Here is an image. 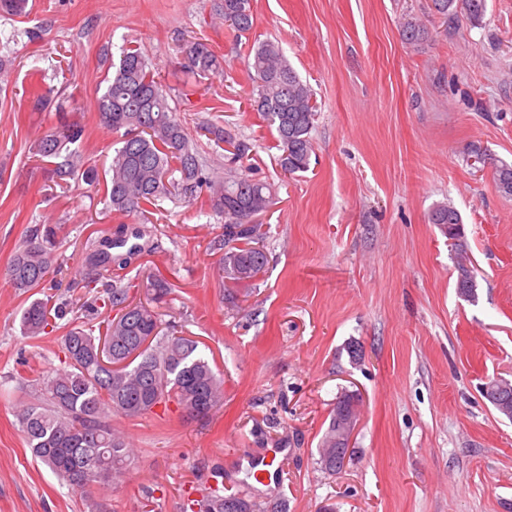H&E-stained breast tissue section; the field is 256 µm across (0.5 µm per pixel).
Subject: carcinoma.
<instances>
[{
  "label": "carcinoma",
  "mask_w": 512,
  "mask_h": 512,
  "mask_svg": "<svg viewBox=\"0 0 512 512\" xmlns=\"http://www.w3.org/2000/svg\"><path fill=\"white\" fill-rule=\"evenodd\" d=\"M435 12L453 20L479 22L486 11V0H431ZM28 0H0V13L21 16ZM224 22L245 32L253 25L250 0H222ZM409 44L423 40L424 27L413 19L401 25ZM221 63L203 42H193L185 50L184 69L189 74H205ZM250 68L257 83L253 108L275 127L281 150L278 164L286 174L305 172L313 152L311 131L316 104L313 90L288 64L279 45L259 43L253 49ZM98 100L101 124L119 134L112 143V161L106 182L107 206L112 213L128 217L141 205L153 206L169 200L189 202L208 191L210 208L224 218V234L219 240L224 253L219 268L224 278L237 286L254 284L267 263L263 225L252 218L266 211L274 201L272 187L240 174L231 166L224 180L214 179L198 147L190 144L185 126L172 108L152 63L137 48L123 47L118 65L105 78ZM60 126L42 137L37 153L56 159V179L81 178L89 184L99 180L96 167L72 145L80 141L84 128L69 123L63 104L56 105ZM217 142L232 147L229 160L235 164L247 157L251 146L230 129L213 124L203 127ZM429 220L444 226L457 237L462 224L458 211L450 205L435 208ZM55 224H36L29 229L22 248L14 253L7 267L12 288L20 295L46 287L59 246ZM142 238L138 230L129 232L120 225L117 235L105 234L92 240L83 282L96 284L114 267L127 266L131 256L144 251V245L129 243V237ZM106 297L93 299L77 315L68 302L53 306L56 320H67L61 344L64 367L40 372L35 401L22 404L16 414L33 456L73 490H85L95 483L114 485L126 474L133 459L125 435L112 427V414L126 419L141 418L159 406L174 402L190 414L206 418L224 402V378L211 362L198 352L196 342L162 332L159 314L129 300L126 287L104 285ZM117 310L107 319L105 337L110 342L114 369H106L97 359L100 337L89 322L98 303ZM72 318H67V315ZM21 328L26 336L47 333V301L36 297L23 309ZM149 348H139L147 337ZM494 407L506 403L512 410V382L494 380L482 391ZM357 407L354 396L339 398L329 414L319 449L318 463L329 474L341 471L349 448L336 443L340 418ZM189 512H283L276 502L264 505L243 494H224L215 486L199 499H189Z\"/></svg>",
  "instance_id": "obj_1"
}]
</instances>
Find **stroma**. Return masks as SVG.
I'll return each mask as SVG.
<instances>
[{
	"label": "stroma",
	"instance_id": "35a3bbf8",
	"mask_svg": "<svg viewBox=\"0 0 512 512\" xmlns=\"http://www.w3.org/2000/svg\"><path fill=\"white\" fill-rule=\"evenodd\" d=\"M220 2L29 0L27 15H0V512H89L35 462L15 417L34 395L21 376L59 368L62 333L23 336L26 298L6 268L31 226L56 224L60 298L94 297L80 284L88 238L117 220L103 185L57 184L50 159L34 156L58 117L34 110L30 86L58 92L84 128L85 157L107 173L116 135L98 99L125 46L152 60L209 164L225 170L229 154L200 124L230 123L251 145L243 170L275 200L258 217L268 263L249 288L218 269L224 224L206 197L128 217L149 249L118 279L135 302L151 297L153 273L169 282L157 309L223 374L224 404L206 418L173 402L113 416L135 465L105 492L109 512H183L218 481L286 512H512V420L481 395L512 381V197L495 179L512 166V0H487L476 24L444 20L429 0H251L241 34L218 18ZM406 16L427 30L418 44L402 39ZM266 39L317 99L304 173L281 171L275 130L250 104L247 63ZM197 40L222 71H184L182 48ZM474 145L484 165H470ZM441 204L461 215L463 251L429 221ZM463 255L471 297L456 288ZM344 393L359 398L358 428L331 475L318 446ZM271 456L282 469L274 488L252 468Z\"/></svg>",
	"mask_w": 512,
	"mask_h": 512
}]
</instances>
